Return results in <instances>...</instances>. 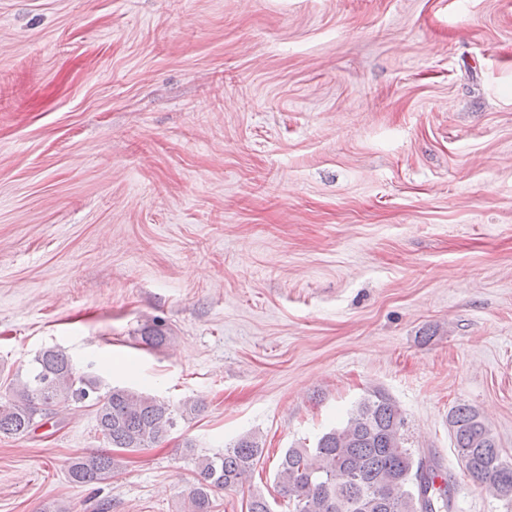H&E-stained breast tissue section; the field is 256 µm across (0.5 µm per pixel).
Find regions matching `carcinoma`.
I'll list each match as a JSON object with an SVG mask.
<instances>
[{
  "mask_svg": "<svg viewBox=\"0 0 512 512\" xmlns=\"http://www.w3.org/2000/svg\"><path fill=\"white\" fill-rule=\"evenodd\" d=\"M0 401V435L35 431L61 400L93 399L97 430L112 448L136 452L163 441L176 416L201 411L185 402L177 411L143 391L112 387L99 392V380L78 373L61 351L48 349L31 363L26 380L10 386ZM458 457L472 480L512 503V464L501 459L492 430L467 405L448 414ZM406 418L383 391L358 403L347 423L323 433L312 448H288L275 481L288 512H454L453 489L439 459L408 446ZM263 453L253 435L240 437L221 454L196 458L187 494V512H216L215 493L243 486ZM119 466L110 453L75 459L68 478L74 484L100 483Z\"/></svg>",
  "mask_w": 512,
  "mask_h": 512,
  "instance_id": "cac0c4a2",
  "label": "carcinoma"
}]
</instances>
